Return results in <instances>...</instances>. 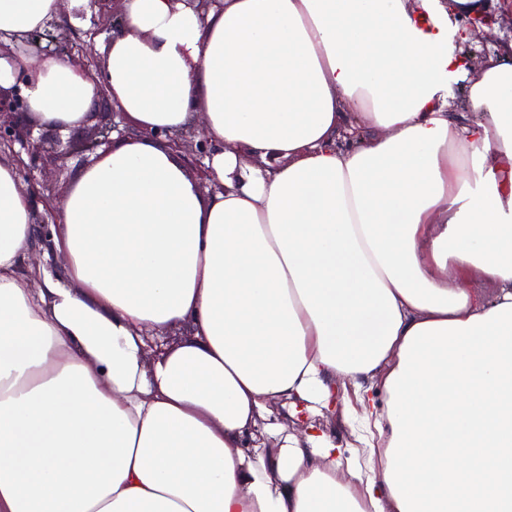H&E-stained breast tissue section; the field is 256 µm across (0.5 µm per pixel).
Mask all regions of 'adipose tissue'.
I'll return each instance as SVG.
<instances>
[{
    "mask_svg": "<svg viewBox=\"0 0 512 512\" xmlns=\"http://www.w3.org/2000/svg\"><path fill=\"white\" fill-rule=\"evenodd\" d=\"M65 6L0 0V85L31 74L64 130L103 94L141 129L198 123L223 189L119 142L34 282L33 198L0 159V512H512V42L448 104L450 17L488 0H122L97 77L13 48ZM340 382L354 455L312 424L247 447Z\"/></svg>",
    "mask_w": 512,
    "mask_h": 512,
    "instance_id": "obj_1",
    "label": "adipose tissue"
}]
</instances>
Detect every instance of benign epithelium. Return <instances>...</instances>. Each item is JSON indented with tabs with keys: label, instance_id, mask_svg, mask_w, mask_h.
<instances>
[{
	"label": "benign epithelium",
	"instance_id": "1",
	"mask_svg": "<svg viewBox=\"0 0 512 512\" xmlns=\"http://www.w3.org/2000/svg\"><path fill=\"white\" fill-rule=\"evenodd\" d=\"M120 0H91L88 6H79L72 11L75 18L86 17V9L94 11V15L108 16L112 19V30H120L123 19L119 13ZM101 31L98 24L84 30L70 22L49 24V27L30 33L21 39V43L30 53L55 54L71 60H77L88 73L95 75L101 72V65L88 59L85 52L87 42L93 40ZM29 78L22 75L8 88L0 86V148L23 171L25 178L34 186L35 204L43 207V213L37 219L39 239L46 247H51V226L57 224V208L53 192L48 188H37V172L42 157L32 144V134L35 129L42 130V136L53 140L56 157L64 160L74 150L95 151L99 147L109 146L129 135L150 137L156 141L166 143L176 149L188 164L196 171L200 182L213 191L221 185L210 178L208 167L204 164L206 157L210 156V143L204 134L198 135L186 127L178 131L155 130L141 131L132 127L126 114L113 106H105L104 117L99 113L87 114L86 122H95L92 129V139L75 145L74 141H65L58 135L60 128L52 125H41L33 120L27 110L23 88L28 86Z\"/></svg>",
	"mask_w": 512,
	"mask_h": 512
}]
</instances>
